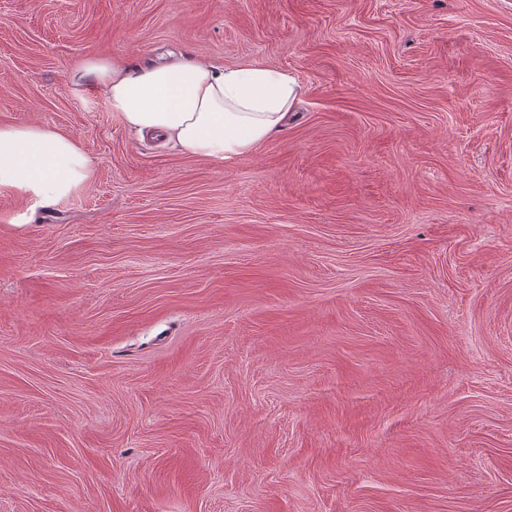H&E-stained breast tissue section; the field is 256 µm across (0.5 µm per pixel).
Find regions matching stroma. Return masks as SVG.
<instances>
[{"label":"stroma","instance_id":"stroma-1","mask_svg":"<svg viewBox=\"0 0 512 512\" xmlns=\"http://www.w3.org/2000/svg\"><path fill=\"white\" fill-rule=\"evenodd\" d=\"M258 60L284 130L137 138L89 57ZM0 512H512V0H0ZM94 172L72 136L37 124L0 125V188L17 191L34 207L68 197Z\"/></svg>","mask_w":512,"mask_h":512}]
</instances>
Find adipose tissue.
<instances>
[{"instance_id":"1","label":"adipose tissue","mask_w":512,"mask_h":512,"mask_svg":"<svg viewBox=\"0 0 512 512\" xmlns=\"http://www.w3.org/2000/svg\"><path fill=\"white\" fill-rule=\"evenodd\" d=\"M70 80L102 94L127 129L227 163L278 135L298 95L295 78L256 61L224 67L187 58L138 65L94 57L76 64ZM94 172L72 136L37 124L0 125V188L33 205L68 197Z\"/></svg>"}]
</instances>
